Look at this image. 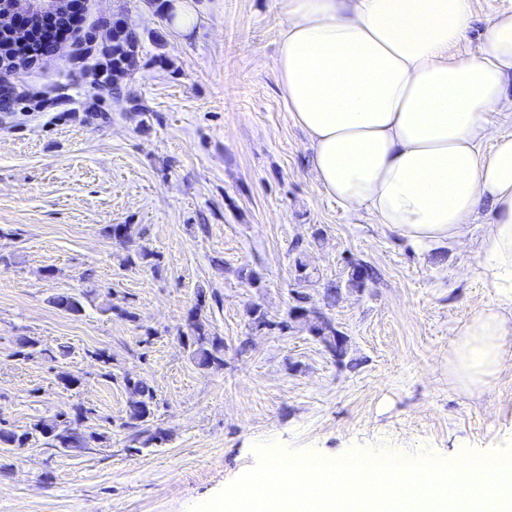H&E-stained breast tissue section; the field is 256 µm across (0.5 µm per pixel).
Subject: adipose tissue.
I'll list each match as a JSON object with an SVG mask.
<instances>
[{"instance_id":"ef3b65f1","label":"adipose tissue","mask_w":512,"mask_h":512,"mask_svg":"<svg viewBox=\"0 0 512 512\" xmlns=\"http://www.w3.org/2000/svg\"><path fill=\"white\" fill-rule=\"evenodd\" d=\"M280 2L277 78L319 187L420 245L460 243L490 207L477 253L493 298L448 368L483 390L512 362V11L464 54L472 0Z\"/></svg>"}]
</instances>
